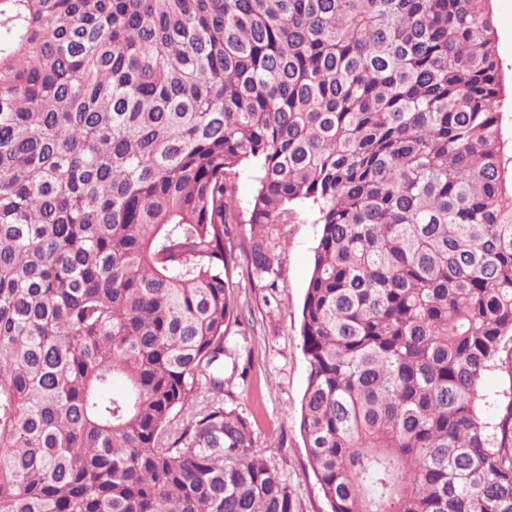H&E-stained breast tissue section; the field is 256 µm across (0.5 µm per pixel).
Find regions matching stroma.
Here are the masks:
<instances>
[{
  "instance_id": "35a3bbf8",
  "label": "stroma",
  "mask_w": 512,
  "mask_h": 512,
  "mask_svg": "<svg viewBox=\"0 0 512 512\" xmlns=\"http://www.w3.org/2000/svg\"><path fill=\"white\" fill-rule=\"evenodd\" d=\"M320 233L305 205L295 223L273 225L271 239L282 246L279 288L273 293L259 282L237 289L245 319L231 325L237 352L224 361V402L255 418L256 448L290 485L293 512H329L299 428L308 376L300 318Z\"/></svg>"
}]
</instances>
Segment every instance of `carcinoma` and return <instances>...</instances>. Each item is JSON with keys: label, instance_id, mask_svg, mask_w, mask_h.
<instances>
[{"label": "carcinoma", "instance_id": "1", "mask_svg": "<svg viewBox=\"0 0 512 512\" xmlns=\"http://www.w3.org/2000/svg\"><path fill=\"white\" fill-rule=\"evenodd\" d=\"M505 95L491 0H0V512H293L224 359L302 204L331 512H512ZM255 176L256 174L253 169H245L240 172L235 180L236 198L240 210L244 212L249 207V203L256 191L257 182ZM481 387L490 400V403L483 407L484 415L489 420H494L498 415L499 408L496 403H492V398H494L495 394L508 387V378L501 370L487 371L482 379Z\"/></svg>", "mask_w": 512, "mask_h": 512}]
</instances>
